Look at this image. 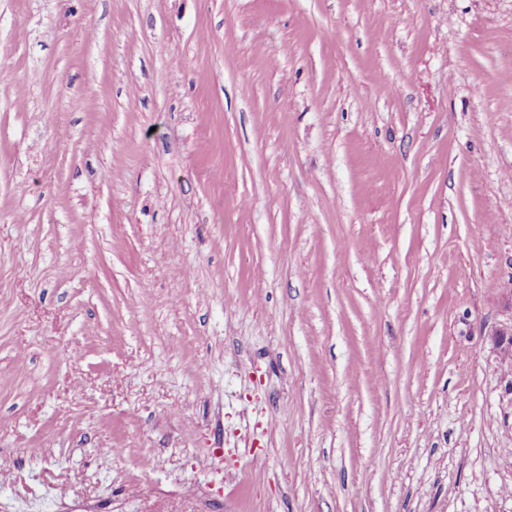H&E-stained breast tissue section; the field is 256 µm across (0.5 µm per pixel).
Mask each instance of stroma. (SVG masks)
<instances>
[{
	"label": "stroma",
	"instance_id": "obj_1",
	"mask_svg": "<svg viewBox=\"0 0 512 512\" xmlns=\"http://www.w3.org/2000/svg\"><path fill=\"white\" fill-rule=\"evenodd\" d=\"M0 78V512H512V0H0Z\"/></svg>",
	"mask_w": 512,
	"mask_h": 512
}]
</instances>
